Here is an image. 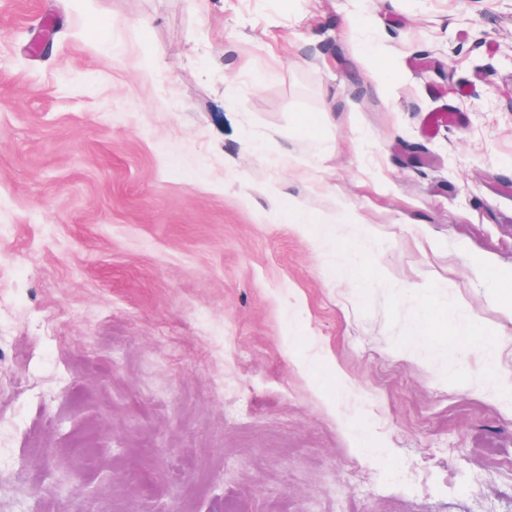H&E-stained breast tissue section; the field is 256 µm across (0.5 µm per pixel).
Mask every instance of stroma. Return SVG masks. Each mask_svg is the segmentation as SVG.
Segmentation results:
<instances>
[{"label":"stroma","instance_id":"1","mask_svg":"<svg viewBox=\"0 0 512 512\" xmlns=\"http://www.w3.org/2000/svg\"><path fill=\"white\" fill-rule=\"evenodd\" d=\"M498 275L512 0H0V512H512Z\"/></svg>","mask_w":512,"mask_h":512}]
</instances>
